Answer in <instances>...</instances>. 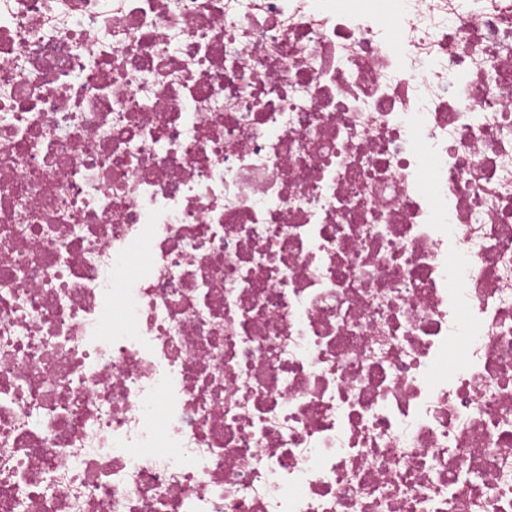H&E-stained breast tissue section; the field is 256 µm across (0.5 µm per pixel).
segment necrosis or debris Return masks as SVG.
Instances as JSON below:
<instances>
[{
    "label": "necrosis or debris",
    "instance_id": "obj_1",
    "mask_svg": "<svg viewBox=\"0 0 512 512\" xmlns=\"http://www.w3.org/2000/svg\"><path fill=\"white\" fill-rule=\"evenodd\" d=\"M0 512H512V0H0Z\"/></svg>",
    "mask_w": 512,
    "mask_h": 512
}]
</instances>
